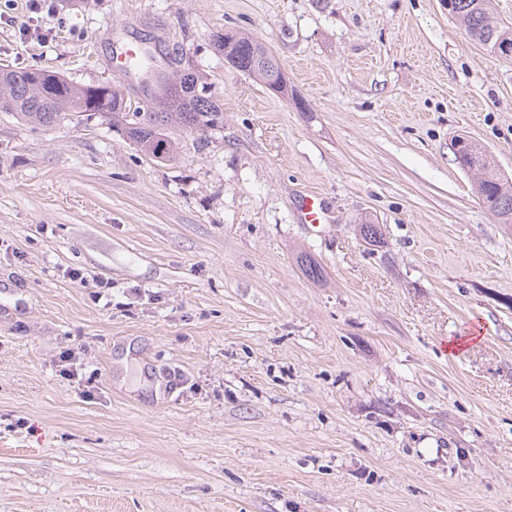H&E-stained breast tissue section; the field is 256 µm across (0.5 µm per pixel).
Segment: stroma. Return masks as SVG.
<instances>
[{"label":"stroma","instance_id":"obj_1","mask_svg":"<svg viewBox=\"0 0 512 512\" xmlns=\"http://www.w3.org/2000/svg\"><path fill=\"white\" fill-rule=\"evenodd\" d=\"M146 34L224 110L174 160L0 112V512H512V227L451 148L512 178V58L448 0H0V69L113 84ZM212 44L224 54V60L236 71L254 77L283 97L288 95L286 80L281 79L280 65L266 46L243 33L217 31ZM142 54L139 47L136 45H130L122 48L121 50H115L112 52V67L117 75L125 80H129L134 77L132 61ZM298 210L303 224H307L310 232L321 234L325 232L330 223V213L324 198L314 192L299 196Z\"/></svg>","mask_w":512,"mask_h":512}]
</instances>
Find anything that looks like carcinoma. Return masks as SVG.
Masks as SVG:
<instances>
[{
  "instance_id": "carcinoma-1",
  "label": "carcinoma",
  "mask_w": 512,
  "mask_h": 512,
  "mask_svg": "<svg viewBox=\"0 0 512 512\" xmlns=\"http://www.w3.org/2000/svg\"><path fill=\"white\" fill-rule=\"evenodd\" d=\"M448 13L476 44L501 57H512V25L496 17L489 0H448ZM212 44L236 71L254 77L288 97L280 65L266 46L243 33L216 32ZM167 67L158 69L152 54L141 60L143 72L152 75L150 106L132 104L121 86L77 85L54 71L9 70L0 72V112H12L23 120L49 127L65 112L86 120L112 117L144 156L169 160L177 152L176 131L209 132L224 128V111L215 103L211 87L190 66L186 55L165 56ZM465 151L455 155L460 169L472 178L475 193L501 224H512V180L496 173L490 157L478 141L462 134Z\"/></svg>"
}]
</instances>
